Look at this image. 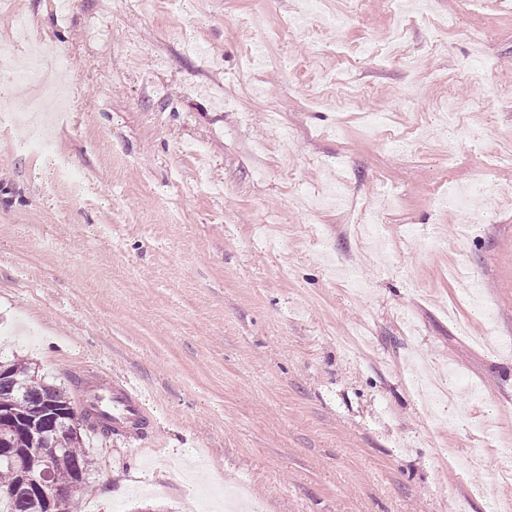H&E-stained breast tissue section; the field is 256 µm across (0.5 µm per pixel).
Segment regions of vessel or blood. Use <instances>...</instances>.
I'll use <instances>...</instances> for the list:
<instances>
[{
	"mask_svg": "<svg viewBox=\"0 0 512 512\" xmlns=\"http://www.w3.org/2000/svg\"><path fill=\"white\" fill-rule=\"evenodd\" d=\"M82 407L107 416L112 430L109 441L129 443L146 436L157 424L147 390L131 375L112 376L109 386L93 385L79 397Z\"/></svg>",
	"mask_w": 512,
	"mask_h": 512,
	"instance_id": "vessel-or-blood-1",
	"label": "vessel or blood"
}]
</instances>
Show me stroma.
<instances>
[{
  "instance_id": "obj_1",
  "label": "stroma",
  "mask_w": 512,
  "mask_h": 512,
  "mask_svg": "<svg viewBox=\"0 0 512 512\" xmlns=\"http://www.w3.org/2000/svg\"><path fill=\"white\" fill-rule=\"evenodd\" d=\"M57 2L0 0L16 70L50 33L72 102L52 155L0 126V355L74 397L137 376L160 409L136 448L83 431L72 512H165L189 483L197 512H500L512 202L457 195L512 189V97H481L512 86V8ZM391 35L418 74L366 53ZM333 187L393 199L377 240L307 207Z\"/></svg>"
}]
</instances>
